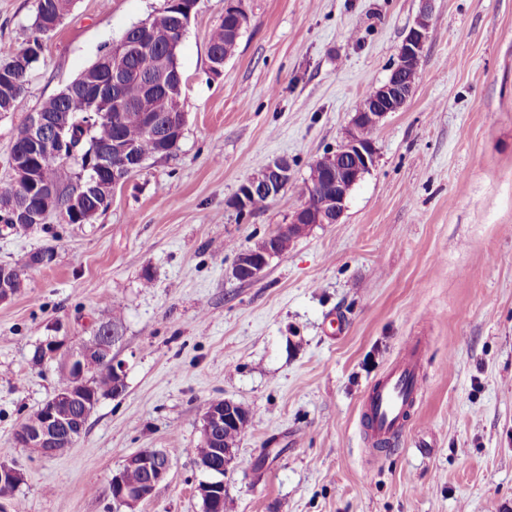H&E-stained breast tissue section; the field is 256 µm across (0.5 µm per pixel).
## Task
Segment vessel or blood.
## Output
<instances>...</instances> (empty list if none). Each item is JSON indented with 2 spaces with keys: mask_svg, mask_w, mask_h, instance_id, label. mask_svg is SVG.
Listing matches in <instances>:
<instances>
[{
  "mask_svg": "<svg viewBox=\"0 0 512 512\" xmlns=\"http://www.w3.org/2000/svg\"><path fill=\"white\" fill-rule=\"evenodd\" d=\"M420 364L419 346H407L390 371L372 386L365 403V415L376 441L388 440L403 427L407 413L422 390Z\"/></svg>",
  "mask_w": 512,
  "mask_h": 512,
  "instance_id": "1",
  "label": "vessel or blood"
}]
</instances>
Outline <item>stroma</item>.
Wrapping results in <instances>:
<instances>
[{
	"label": "stroma",
	"instance_id": "stroma-1",
	"mask_svg": "<svg viewBox=\"0 0 512 512\" xmlns=\"http://www.w3.org/2000/svg\"><path fill=\"white\" fill-rule=\"evenodd\" d=\"M165 0H72L0 114V179L29 113ZM431 28L406 105L372 133L374 167L336 224L294 239L259 280L236 255L287 223L312 164L389 76L422 7ZM213 74L225 0H198L182 36L186 122L86 224L0 226V263L52 248L0 304V461L23 481L8 512H114L112 474L143 449L171 468L135 512H203L196 461L210 400L251 411L224 476V512H512V0H244ZM36 0H0V65L32 33ZM292 187L239 217V187L274 158ZM124 390L100 399L64 456L15 433L53 394L57 361L111 311ZM421 340L422 393L386 448L363 401ZM238 7L237 0H227L224 18L213 29L209 39V58L211 63L216 60H224L229 53V57L234 52V29L240 24L239 18H242L244 24L247 22V15L244 9L237 10L236 14H227L229 10ZM242 24L240 28L244 25Z\"/></svg>",
	"mask_w": 512,
	"mask_h": 512
}]
</instances>
